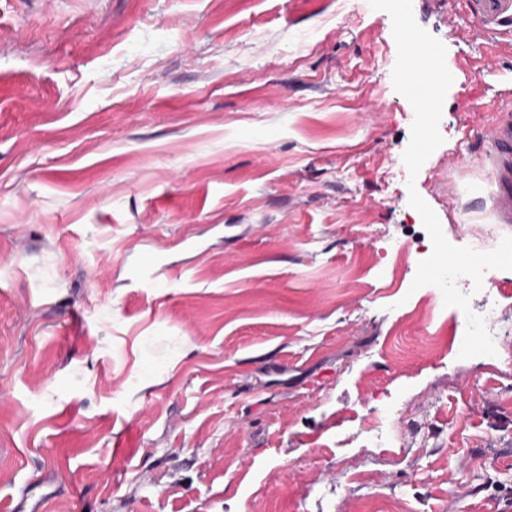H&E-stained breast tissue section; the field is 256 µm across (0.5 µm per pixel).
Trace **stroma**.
Masks as SVG:
<instances>
[{"label": "stroma", "instance_id": "stroma-1", "mask_svg": "<svg viewBox=\"0 0 512 512\" xmlns=\"http://www.w3.org/2000/svg\"><path fill=\"white\" fill-rule=\"evenodd\" d=\"M412 5L453 76L414 178L368 0H0V506L512 512V359H460L409 204L512 236L478 162L512 32Z\"/></svg>", "mask_w": 512, "mask_h": 512}]
</instances>
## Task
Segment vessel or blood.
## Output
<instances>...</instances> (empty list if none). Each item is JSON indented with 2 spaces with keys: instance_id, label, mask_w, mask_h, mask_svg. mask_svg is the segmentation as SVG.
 <instances>
[{
  "instance_id": "vessel-or-blood-1",
  "label": "vessel or blood",
  "mask_w": 512,
  "mask_h": 512,
  "mask_svg": "<svg viewBox=\"0 0 512 512\" xmlns=\"http://www.w3.org/2000/svg\"><path fill=\"white\" fill-rule=\"evenodd\" d=\"M475 11L482 28L512 26V0H476ZM499 98L500 111L482 138L480 163L494 185L490 208L496 223L512 224V90H502Z\"/></svg>"
}]
</instances>
